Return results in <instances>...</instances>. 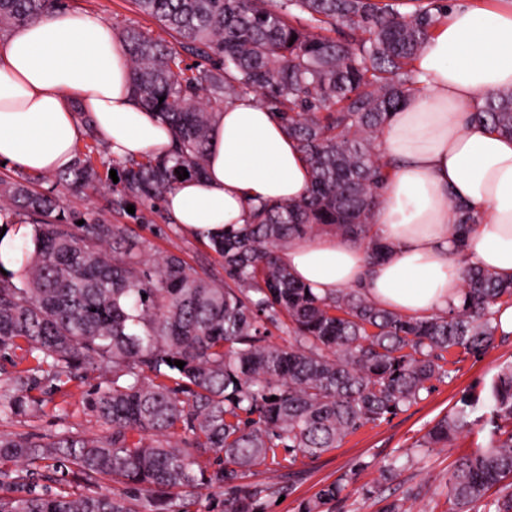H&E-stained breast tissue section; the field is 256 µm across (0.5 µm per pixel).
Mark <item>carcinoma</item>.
<instances>
[{"label": "carcinoma", "mask_w": 512, "mask_h": 512, "mask_svg": "<svg viewBox=\"0 0 512 512\" xmlns=\"http://www.w3.org/2000/svg\"><path fill=\"white\" fill-rule=\"evenodd\" d=\"M135 4L171 36L128 25L118 32L132 92L170 127L174 148L109 161L86 118L87 140L68 168L36 177L0 172V218L34 228L18 272L0 273V354L21 351L0 379V421L36 417L50 403L63 413L70 384L112 368L110 384L87 392L102 435L0 433V512H139L140 501L150 512H180L183 497L214 487L224 489V512H260L276 488L243 483L253 467H283V451L290 468L317 459L417 403L432 380L451 378L456 361L448 355L493 346L498 309L512 303V281L468 265L459 305L407 316L358 288L320 297L278 257L290 239L324 231L359 241L371 264L388 252L370 224L386 178L377 140L417 89L412 61L432 35L440 0ZM65 6L0 0V27L27 26ZM247 95L296 139L311 186L303 200L266 203L247 224L210 239L224 274L174 253L153 259L127 225L60 206L59 187L105 185L109 213L171 223L164 200L179 182L176 169L203 175L218 112ZM475 118L511 137L512 92L484 98ZM478 222L452 205L458 239ZM273 328L284 343L270 341ZM470 395L415 447L448 446L489 402L492 439L455 461L446 503L448 512H512V364L487 399ZM37 469L83 490L40 488ZM101 479L125 491L102 492ZM353 480L350 473L323 486L300 512H326ZM495 488L499 496L488 499Z\"/></svg>", "instance_id": "1"}]
</instances>
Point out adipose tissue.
I'll return each mask as SVG.
<instances>
[{
  "label": "adipose tissue",
  "instance_id": "obj_1",
  "mask_svg": "<svg viewBox=\"0 0 512 512\" xmlns=\"http://www.w3.org/2000/svg\"><path fill=\"white\" fill-rule=\"evenodd\" d=\"M413 67L418 86L380 139L391 169L372 224L391 256L368 264L362 245L324 232L292 239L280 260L318 295L359 288L421 316L458 304L463 264L512 279V138L473 118L480 96L512 91V0H452ZM84 113L113 157L171 146L169 127L134 98L108 23L61 11L15 29L0 45V163L30 174L68 167ZM310 183L296 141L248 95L218 114L205 174L168 192L165 208L205 241L243 226L255 205L303 199ZM455 202L480 217L460 242L448 228Z\"/></svg>",
  "mask_w": 512,
  "mask_h": 512
}]
</instances>
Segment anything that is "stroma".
<instances>
[{
	"instance_id": "stroma-1",
	"label": "stroma",
	"mask_w": 512,
	"mask_h": 512,
	"mask_svg": "<svg viewBox=\"0 0 512 512\" xmlns=\"http://www.w3.org/2000/svg\"><path fill=\"white\" fill-rule=\"evenodd\" d=\"M75 11L93 14L113 24L134 25L150 31L157 38H165L155 20L141 14L132 0H70ZM130 232L145 242L149 253L162 255L173 252L189 262H216V255L206 243L185 236L178 225L158 223L151 226L130 224ZM512 361V334H498L493 347L480 356H461L453 379L434 382L430 392L391 419L369 424L346 437L339 447L331 449L315 460L297 463V475L273 465H260L248 477L249 483H278L282 497L264 499V512H299L302 502L312 499L323 485L332 483L345 474H354L355 480L346 491L344 501L332 504V512H381V496L375 488L381 479V470L388 463H396L397 471L389 488L403 494L418 487L422 493L413 512H446L445 495L436 493V486L448 479L454 461L469 452L475 444L487 443L488 432L460 435L452 446L435 448L417 455L411 454L412 444L438 419L448 413L469 388L489 387L499 368ZM69 431L92 436L100 428L85 407V389L76 387L66 405L65 418L46 413L25 422L0 421V433H17L52 437Z\"/></svg>"
}]
</instances>
